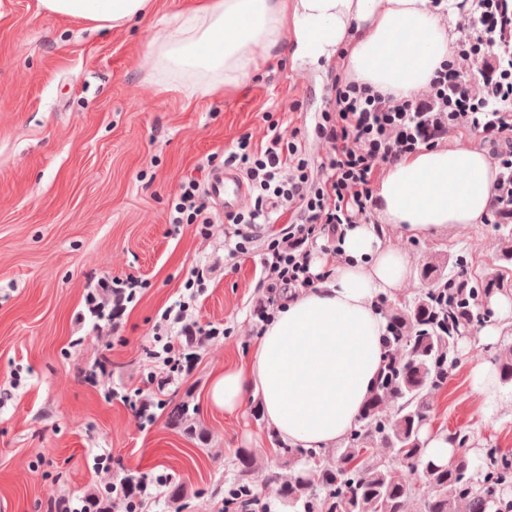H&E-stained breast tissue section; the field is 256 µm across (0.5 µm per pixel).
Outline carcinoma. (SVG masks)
<instances>
[{"label": "carcinoma", "instance_id": "obj_1", "mask_svg": "<svg viewBox=\"0 0 512 512\" xmlns=\"http://www.w3.org/2000/svg\"><path fill=\"white\" fill-rule=\"evenodd\" d=\"M447 267L446 258L428 263L421 270L427 291L389 309L386 374L375 383L346 446L280 449L288 467L301 466L288 480L270 476L292 512H407L413 497L421 512H504L498 486L512 467L493 456L491 473L475 479L466 454L438 465L426 458L421 438L431 416L430 395L445 382L456 339L474 320L479 298L504 282L500 277L468 286L440 304L437 294L450 280ZM496 369L501 383L512 384V349L496 358ZM377 445L385 455L375 452ZM333 455L336 462H326ZM388 457L400 468L390 466ZM252 470V459L240 452L235 486L250 487Z\"/></svg>", "mask_w": 512, "mask_h": 512}]
</instances>
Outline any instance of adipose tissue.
<instances>
[{"instance_id":"adipose-tissue-1","label":"adipose tissue","mask_w":512,"mask_h":512,"mask_svg":"<svg viewBox=\"0 0 512 512\" xmlns=\"http://www.w3.org/2000/svg\"><path fill=\"white\" fill-rule=\"evenodd\" d=\"M50 14L93 29L121 28L154 0H40ZM453 0H194L164 19L155 61L195 76L191 94L248 77L287 36L313 60L349 46L347 73L406 95L426 88L450 50L444 23ZM496 168L477 143L424 148L390 165L375 193V224L346 228L342 261L315 287L284 302L263 330L248 368L217 374L210 401L227 412L260 401L266 421L295 448L336 445L356 425L376 382L386 321L375 299L408 275L411 256L384 245L387 230L437 237L482 223Z\"/></svg>"}]
</instances>
